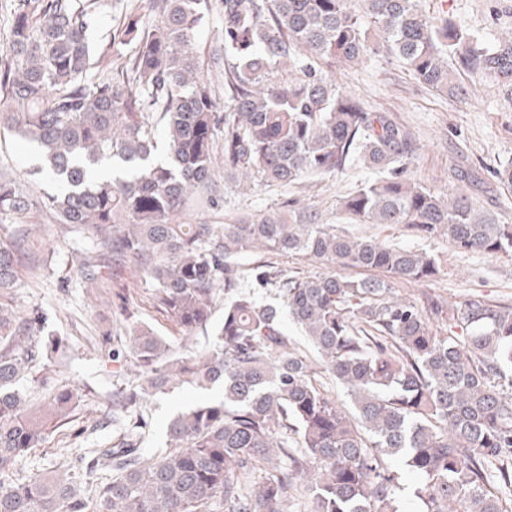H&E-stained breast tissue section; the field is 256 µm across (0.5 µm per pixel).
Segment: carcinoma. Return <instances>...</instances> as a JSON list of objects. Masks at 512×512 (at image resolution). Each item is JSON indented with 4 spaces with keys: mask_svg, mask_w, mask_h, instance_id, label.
<instances>
[{
    "mask_svg": "<svg viewBox=\"0 0 512 512\" xmlns=\"http://www.w3.org/2000/svg\"><path fill=\"white\" fill-rule=\"evenodd\" d=\"M112 37L120 67L98 76L92 39L102 0H14L0 62V126L34 143L55 189L44 207L89 234L99 257L79 270L101 280L131 265L156 283V306L189 333L215 342L176 354L148 325L112 337V362L137 383L112 389V445L31 476L16 466L48 430L68 423L78 394L57 384L58 341L37 340L39 319L0 299V512H288L299 483L312 512H400L398 460L419 478V512H512V306L477 298L425 311L390 296L393 281L429 282L441 270L423 252L359 239L288 210L241 224H178L190 201L215 203L214 147L224 138V178L293 185L359 161L377 177L342 198L357 224H406L448 237L464 252H512V224L480 215L473 199L409 181L418 146L396 117L369 109L328 77L342 63L384 52L422 85L458 95L448 56L512 90V41L489 44L420 0H222L221 112L195 32L210 0H143ZM300 72L286 83L274 73ZM167 158L158 162V128ZM32 201L0 178V214ZM26 236L0 244V293L15 287ZM266 249L313 256L379 277L289 275L258 266L255 279L280 304L242 290L241 257ZM288 314L320 366L293 346ZM445 322L435 330L430 317ZM343 385L352 421L321 387L318 369ZM53 391L44 410L20 389ZM189 385L222 388L169 422L162 451L144 455L147 395Z\"/></svg>",
    "mask_w": 512,
    "mask_h": 512,
    "instance_id": "1",
    "label": "carcinoma"
}]
</instances>
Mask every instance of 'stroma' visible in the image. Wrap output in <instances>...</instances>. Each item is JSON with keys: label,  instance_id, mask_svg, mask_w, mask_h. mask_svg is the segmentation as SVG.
Wrapping results in <instances>:
<instances>
[{"label": "stroma", "instance_id": "35a3bbf8", "mask_svg": "<svg viewBox=\"0 0 512 512\" xmlns=\"http://www.w3.org/2000/svg\"><path fill=\"white\" fill-rule=\"evenodd\" d=\"M421 8L432 16L448 15L462 29L494 43L512 36V0H421ZM224 43L220 0L196 33V46L204 62V73L215 87L223 85V64L214 56ZM337 86L355 94L382 112L394 114L414 134L420 153L408 171L410 180L445 192L455 191L460 174L479 176L471 194L477 209L512 224V193L504 192L495 172L512 163V99L496 81L459 73L465 96L456 97L422 86L395 59L365 56L358 64L336 67L330 73ZM34 146L0 127V172L16 179L30 199L43 196L47 182L36 173ZM361 167L325 180L303 178L290 186H268L252 182L248 190L225 182L223 169H216L217 201L206 207H188L175 220L180 224H231L266 212L285 209L288 201L317 212L320 223L335 225L337 231L354 237L373 238L431 255L442 269L433 281L395 282L392 294L425 306L428 298L448 303L473 296L497 305H512V253L487 255L461 252L447 238L422 237L404 224H352L339 209L340 200L366 179ZM28 225L25 248L30 265L22 266L15 288L6 299L21 316L36 314L42 337H56L66 347L62 381L79 388L81 397L70 423L51 431L40 447L32 449L18 464L21 474L32 475L60 466L64 457L79 454L112 439L111 428L98 427L112 398L116 369L104 340L127 333L132 324H145L165 336L180 353L211 345L210 336L189 337L154 305L155 282L146 274L125 269L107 280L85 279L77 270L80 258L93 255L94 246L85 235L56 222L52 213L35 216H0V235L9 236L13 227ZM271 262L289 272L314 276L341 274V267L303 256L289 259L260 253L244 256L241 263L251 268ZM217 390L185 386L161 397L151 398L144 416L150 428L142 442L152 453L165 445L166 425L183 406L217 397Z\"/></svg>", "mask_w": 512, "mask_h": 512}]
</instances>
